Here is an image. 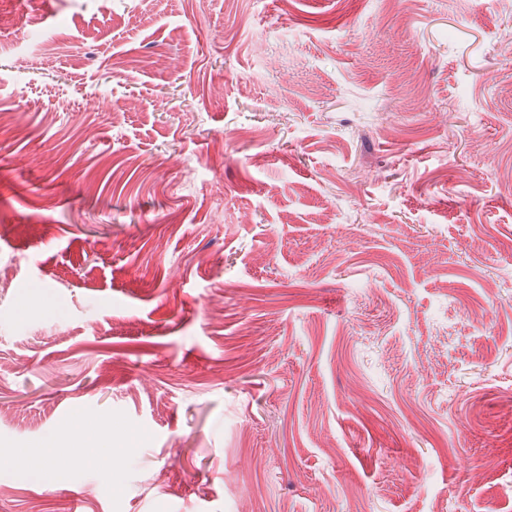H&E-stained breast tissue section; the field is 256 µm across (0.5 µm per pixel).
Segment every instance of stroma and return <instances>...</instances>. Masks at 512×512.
<instances>
[{
	"instance_id": "obj_1",
	"label": "stroma",
	"mask_w": 512,
	"mask_h": 512,
	"mask_svg": "<svg viewBox=\"0 0 512 512\" xmlns=\"http://www.w3.org/2000/svg\"><path fill=\"white\" fill-rule=\"evenodd\" d=\"M0 14V512H512V0ZM99 435L97 429L89 424L66 423L60 427L56 434L48 440L42 448H46L38 460L28 457L15 458L11 462L12 467H17L21 472L41 476H49L50 468L55 459L66 456L83 465H92L112 478V471L121 465L124 451L110 450L107 454L97 456L92 453V448L98 447ZM113 461V465H112Z\"/></svg>"
}]
</instances>
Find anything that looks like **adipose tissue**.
<instances>
[{
  "label": "adipose tissue",
  "mask_w": 512,
  "mask_h": 512,
  "mask_svg": "<svg viewBox=\"0 0 512 512\" xmlns=\"http://www.w3.org/2000/svg\"><path fill=\"white\" fill-rule=\"evenodd\" d=\"M99 435L97 429L89 424L67 423L60 427L56 434L45 444L43 455L36 460L21 457L13 459L12 464L21 472L45 476L55 459L61 456L91 465L104 473H112V456L104 454L95 455Z\"/></svg>",
  "instance_id": "obj_1"
}]
</instances>
